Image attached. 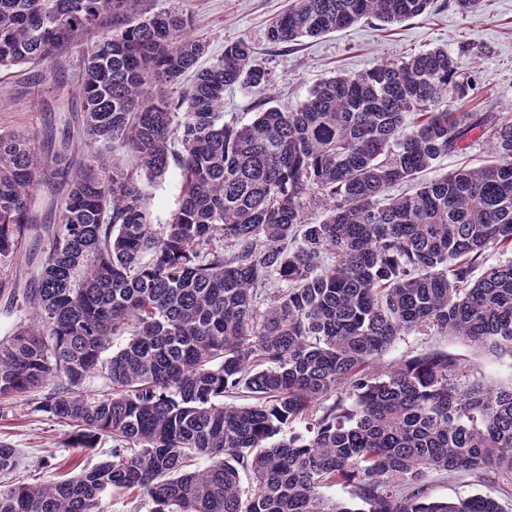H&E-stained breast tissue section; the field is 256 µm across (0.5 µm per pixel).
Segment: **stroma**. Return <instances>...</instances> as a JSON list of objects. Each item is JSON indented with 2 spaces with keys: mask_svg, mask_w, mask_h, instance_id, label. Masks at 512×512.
I'll return each instance as SVG.
<instances>
[{
  "mask_svg": "<svg viewBox=\"0 0 512 512\" xmlns=\"http://www.w3.org/2000/svg\"><path fill=\"white\" fill-rule=\"evenodd\" d=\"M190 19L189 33L202 40L209 65L226 44L246 41L256 56L275 74V104L285 106L304 100L322 79L352 74L383 59H395L437 46L446 47L459 75L475 78L469 97L456 101L457 111L504 112L512 108V0H484L480 11L461 16L453 0H433L430 14L393 25L375 19L316 38H303L283 48L268 42L267 29L288 0H178ZM93 36L40 64L0 70V130L17 132L44 144L71 132L70 153L76 166L90 164L91 157L79 142L82 105L79 86L82 59ZM150 221L168 223L178 208L181 183L177 170L149 186ZM428 351L456 357L468 373L488 385L512 384V360L474 350L466 343L428 333L401 336L384 354L391 364ZM0 442L15 448L16 470L7 483H38L70 476L73 465L91 468L112 456L111 440L93 448L72 445V429L38 411L33 396L0 401ZM480 493L512 504V482L498 477L477 480L457 473H434L427 494L436 500Z\"/></svg>",
  "mask_w": 512,
  "mask_h": 512,
  "instance_id": "35a3bbf8",
  "label": "stroma"
}]
</instances>
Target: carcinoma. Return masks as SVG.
Here are the masks:
<instances>
[{
    "label": "carcinoma",
    "mask_w": 512,
    "mask_h": 512,
    "mask_svg": "<svg viewBox=\"0 0 512 512\" xmlns=\"http://www.w3.org/2000/svg\"><path fill=\"white\" fill-rule=\"evenodd\" d=\"M140 2L0 0V68L47 61L109 19L79 89L94 164L0 133V295L16 297L7 264L33 285L0 340V400L40 392L38 409L74 428L72 446L112 440L96 467L0 488V512H100L110 489L152 512H508L480 494L433 500L427 479H512V385L490 387L437 351L379 364L422 331L512 358V259L483 264L512 249V113L453 109L475 80L435 47L228 124L224 90L268 95L271 70L244 40L196 68L205 46L188 19ZM431 3L290 0L267 37L401 23ZM477 132L494 160L427 177ZM117 147L136 168L108 165ZM173 165L180 205L153 224L146 185ZM47 173L63 189L53 225L30 209ZM402 183L410 191L391 195ZM94 376L109 393L86 389ZM16 465L1 444L0 474ZM336 483L361 507L324 493Z\"/></svg>",
    "instance_id": "1"
}]
</instances>
